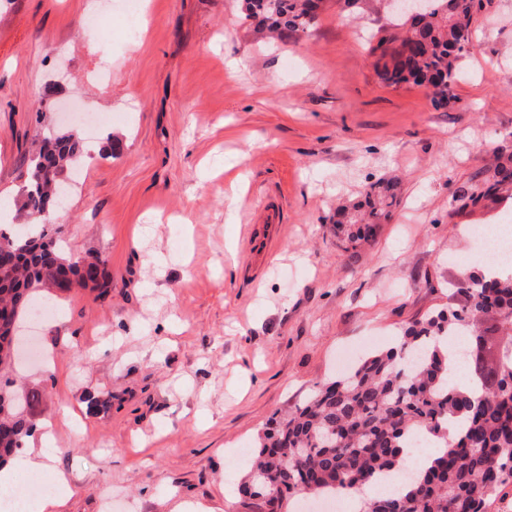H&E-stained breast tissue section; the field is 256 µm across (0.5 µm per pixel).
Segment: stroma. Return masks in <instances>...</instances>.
<instances>
[{"mask_svg":"<svg viewBox=\"0 0 512 512\" xmlns=\"http://www.w3.org/2000/svg\"><path fill=\"white\" fill-rule=\"evenodd\" d=\"M119 4L0 0V194L67 131L61 104L111 115L88 143H119L51 226L68 255L104 254L111 286L39 293L57 315L14 388L51 435L29 445L68 481L61 512H266L237 493L243 454L344 364L460 304L486 262L471 227L512 216V187L460 196L512 160V0L476 14L443 109L378 81L385 0H325L274 40L243 0H140L133 20ZM386 180L389 220L345 248L337 210ZM271 223L254 253L249 228Z\"/></svg>","mask_w":512,"mask_h":512,"instance_id":"obj_1","label":"stroma"}]
</instances>
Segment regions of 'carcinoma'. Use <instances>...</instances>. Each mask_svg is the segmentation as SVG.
Listing matches in <instances>:
<instances>
[{
  "instance_id": "cac0c4a2",
  "label": "carcinoma",
  "mask_w": 512,
  "mask_h": 512,
  "mask_svg": "<svg viewBox=\"0 0 512 512\" xmlns=\"http://www.w3.org/2000/svg\"><path fill=\"white\" fill-rule=\"evenodd\" d=\"M324 0H246L247 18L280 35L298 36L317 18ZM481 0H430L418 20L399 17L402 35L380 37L371 53L374 69L387 86L426 87L435 107H446L450 86L460 74L475 13ZM80 136L63 132L44 139L27 158L28 179L18 200L30 219L27 232L6 234L0 243L25 246L21 263L0 277V313L28 311L38 286L68 267L72 288L108 287L107 259L89 257L101 271L85 281V259L66 256L61 241L47 231L66 189L59 176L84 158ZM512 185V166L498 164L486 188L462 196L472 203ZM365 230L380 223L397 205L393 188L367 193ZM460 307H450L407 327L397 347L366 358L351 375L321 385L302 407L272 422L238 487L240 495L262 498L282 512L291 498L336 499L340 491L361 488L383 472L404 473L405 491L371 499L363 512H490L512 487V275L469 274L458 281ZM466 336L469 377L477 398L448 383L451 336ZM19 325L0 333V377L9 374L19 353ZM0 465L17 455L33 424L26 400L0 406ZM460 418L464 429L448 440L445 424ZM424 430L442 441V450L420 471L405 465L406 448Z\"/></svg>"
}]
</instances>
